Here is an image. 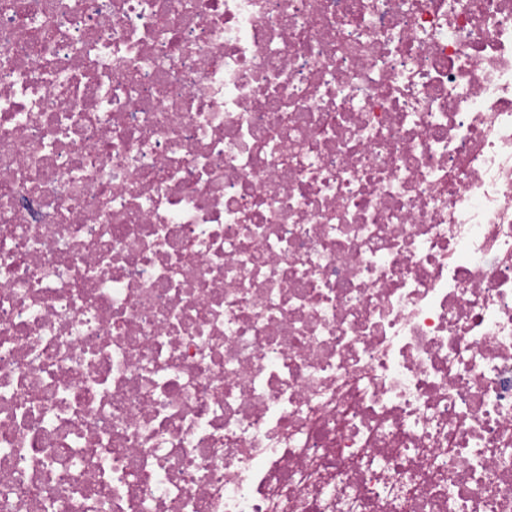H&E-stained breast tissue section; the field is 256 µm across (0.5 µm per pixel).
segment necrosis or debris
Listing matches in <instances>:
<instances>
[{
	"label": "necrosis or debris",
	"mask_w": 512,
	"mask_h": 512,
	"mask_svg": "<svg viewBox=\"0 0 512 512\" xmlns=\"http://www.w3.org/2000/svg\"><path fill=\"white\" fill-rule=\"evenodd\" d=\"M0 512H512V0H0Z\"/></svg>",
	"instance_id": "4bbe7bcc"
}]
</instances>
